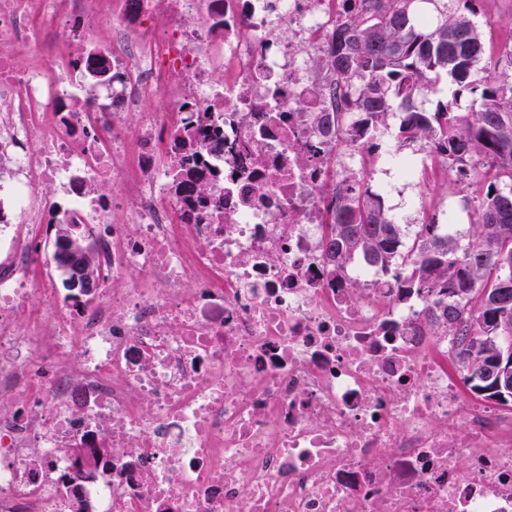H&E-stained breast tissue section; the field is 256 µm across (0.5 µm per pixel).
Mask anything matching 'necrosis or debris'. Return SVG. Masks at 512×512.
I'll list each match as a JSON object with an SVG mask.
<instances>
[{
  "label": "necrosis or debris",
  "mask_w": 512,
  "mask_h": 512,
  "mask_svg": "<svg viewBox=\"0 0 512 512\" xmlns=\"http://www.w3.org/2000/svg\"><path fill=\"white\" fill-rule=\"evenodd\" d=\"M345 10L0 0V397L22 400L0 416V512H71L73 485L89 512H512V406L466 391L433 298L329 263L347 189L394 224L431 208L430 147L332 95ZM180 168L207 194L178 192ZM47 184L92 227L89 296L37 274ZM104 442L111 471L78 469L71 449Z\"/></svg>",
  "instance_id": "necrosis-or-debris-1"
}]
</instances>
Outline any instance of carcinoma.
I'll list each match as a JSON object with an SVG mask.
<instances>
[{
	"mask_svg": "<svg viewBox=\"0 0 512 512\" xmlns=\"http://www.w3.org/2000/svg\"><path fill=\"white\" fill-rule=\"evenodd\" d=\"M360 0L336 25L334 95L352 100L381 124L395 104L430 89L444 71L455 90L434 112H410L398 139L428 144L440 161L460 155L483 161L475 169L477 215L467 242L444 234L434 216L416 225L407 251L405 229L384 217L370 188L352 189L343 206V224L332 225L333 263L341 267L360 253L386 270L416 260L399 288L436 291L438 318L448 324L456 366L470 390L498 405H512V48L496 57L487 51L474 21V0ZM471 111L456 112L463 94ZM83 225L72 216L57 222L52 261L68 279L82 272L98 275L95 254L83 241Z\"/></svg>",
	"mask_w": 512,
	"mask_h": 512,
	"instance_id": "carcinoma-1",
	"label": "carcinoma"
}]
</instances>
